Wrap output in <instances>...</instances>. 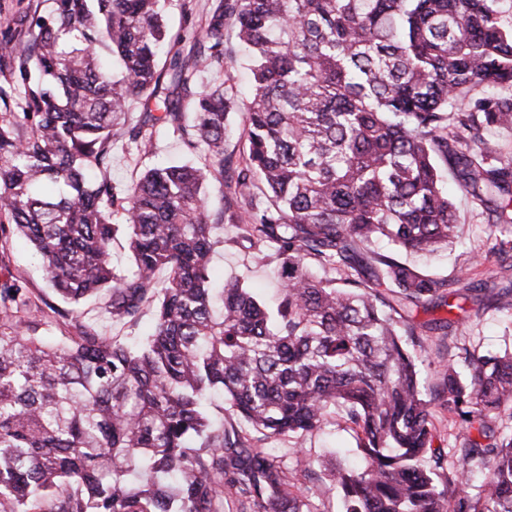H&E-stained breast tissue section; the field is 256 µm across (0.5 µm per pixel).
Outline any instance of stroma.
Listing matches in <instances>:
<instances>
[{"instance_id": "obj_1", "label": "stroma", "mask_w": 512, "mask_h": 512, "mask_svg": "<svg viewBox=\"0 0 512 512\" xmlns=\"http://www.w3.org/2000/svg\"><path fill=\"white\" fill-rule=\"evenodd\" d=\"M184 157L181 141L165 133L155 137L152 147L147 149L122 141L112 149L110 176L115 184L129 185L139 178L147 166ZM455 202L458 215L456 244L427 257L409 256V263L427 274L445 277L452 282H484L491 288L511 285L512 271L501 269L497 256L491 250L488 226L494 223V214L475 206L461 191L456 192ZM223 237L224 242L213 258L216 283L221 285L231 279L240 280L261 300L275 305L281 293V260L274 250L258 252L256 247L243 239L235 224L225 225ZM7 261L12 273L20 276L26 287L47 303L46 308L36 314L40 335L58 340L68 328L67 322L59 315L64 304L43 279L31 248L23 241H14ZM107 300V294H99L85 302L80 311L86 319L96 322L107 335L125 344H135L151 332L153 305H145L136 325L129 327L112 322L104 313ZM466 309V321L456 327L452 335L445 336L437 330L428 334L422 354V379L426 387L439 385L442 369L447 362H454L460 372H467L468 367L463 360L465 351L495 354L512 350V313L471 302L467 303ZM269 446L289 468L308 466L317 474L314 503L320 512H342L341 490L327 476L326 467L331 462L358 466L362 459L356 449L354 433L341 415L330 416L321 430L297 439L281 436L270 440Z\"/></svg>"}]
</instances>
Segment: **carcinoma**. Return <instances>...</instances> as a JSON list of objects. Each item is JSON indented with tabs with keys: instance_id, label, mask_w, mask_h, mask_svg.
I'll list each match as a JSON object with an SVG mask.
<instances>
[{
	"instance_id": "obj_1",
	"label": "carcinoma",
	"mask_w": 512,
	"mask_h": 512,
	"mask_svg": "<svg viewBox=\"0 0 512 512\" xmlns=\"http://www.w3.org/2000/svg\"><path fill=\"white\" fill-rule=\"evenodd\" d=\"M22 13L21 46L0 44V248L20 237L56 294L77 306L102 291L112 321L134 324L155 303L152 332L133 347L75 319L54 344L10 320L31 292L0 277V512H300L305 471H288L271 439L320 428L345 411L362 468L332 470L343 512H512V352H466L426 393L417 352L422 307L479 300L373 249L385 238L430 253L457 228L444 163L472 201L496 216L491 235L512 270V157L485 137L512 128V0H54ZM236 22L252 83L224 84L225 22ZM191 40L188 55L161 45ZM139 99L163 110L127 124ZM244 116L246 153L224 152L229 115ZM165 131L207 163L171 162L130 186L108 176L113 142ZM223 206H209L211 170ZM260 183L264 198L251 193ZM122 211L123 223H112ZM282 256L275 313L246 288L211 287L224 221ZM123 233L130 269L112 266ZM168 270L156 294V272ZM459 303L453 305L449 298ZM512 309V285L491 292ZM220 393L250 430L212 423ZM462 433L459 468L437 481L432 405ZM488 469L476 496L469 462Z\"/></svg>"
}]
</instances>
